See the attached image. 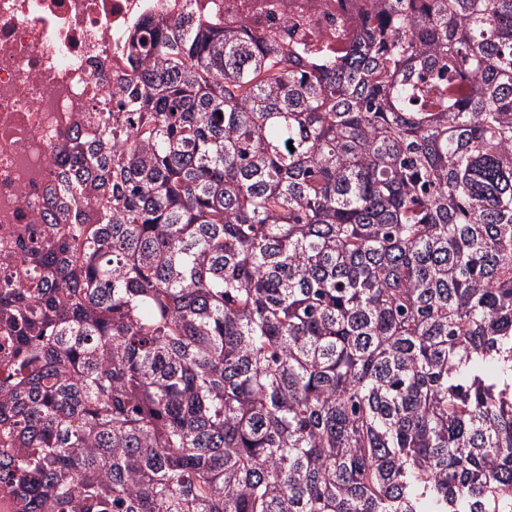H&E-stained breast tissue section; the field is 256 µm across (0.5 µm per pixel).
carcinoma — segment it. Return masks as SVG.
<instances>
[{
	"label": "carcinoma",
	"mask_w": 512,
	"mask_h": 512,
	"mask_svg": "<svg viewBox=\"0 0 512 512\" xmlns=\"http://www.w3.org/2000/svg\"><path fill=\"white\" fill-rule=\"evenodd\" d=\"M371 2L322 62L148 28L58 147L0 286L16 512H512V0Z\"/></svg>",
	"instance_id": "1"
}]
</instances>
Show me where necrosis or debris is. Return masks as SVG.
Returning a JSON list of instances; mask_svg holds the SVG:
<instances>
[{
    "mask_svg": "<svg viewBox=\"0 0 512 512\" xmlns=\"http://www.w3.org/2000/svg\"><path fill=\"white\" fill-rule=\"evenodd\" d=\"M368 0H0V273L66 200L57 147L112 86L133 37L162 18L208 17L288 47L342 53Z\"/></svg>",
    "mask_w": 512,
    "mask_h": 512,
    "instance_id": "4bbe7bcc",
    "label": "necrosis or debris"
}]
</instances>
